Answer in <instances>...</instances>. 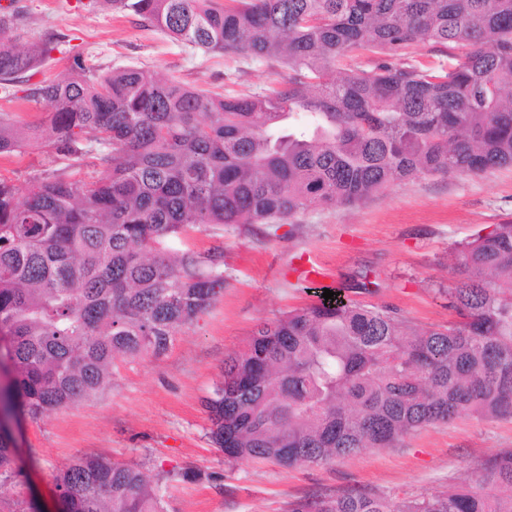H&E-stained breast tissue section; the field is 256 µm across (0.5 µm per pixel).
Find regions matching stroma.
Instances as JSON below:
<instances>
[{
    "label": "stroma",
    "mask_w": 512,
    "mask_h": 512,
    "mask_svg": "<svg viewBox=\"0 0 512 512\" xmlns=\"http://www.w3.org/2000/svg\"><path fill=\"white\" fill-rule=\"evenodd\" d=\"M0 10L23 14L10 33L17 44L67 37L22 82L0 89V112L21 125L44 116L42 105L26 101L29 90L67 73L76 55L103 73L135 66L222 96L260 92L288 78L274 61L202 54L99 0H0ZM50 167L41 148L0 157V177L21 188ZM506 221H512V168L426 176L358 205L315 208L282 224L190 232L187 247L223 249V294L164 355L117 358L112 385L102 393L12 422L27 493L41 499L45 512H57L58 470L100 453L138 463L150 476L185 467L198 472V479L170 483L168 512H289L316 493L404 498L445 490L486 457L512 450V418L463 416L423 426L386 448L286 469L225 460L208 438L203 401L221 381L225 357L242 351L258 324L321 300L322 288L299 279L297 269L320 264L337 299L394 307L420 329L444 325L450 313L439 292L455 281L449 253Z\"/></svg>",
    "instance_id": "obj_1"
}]
</instances>
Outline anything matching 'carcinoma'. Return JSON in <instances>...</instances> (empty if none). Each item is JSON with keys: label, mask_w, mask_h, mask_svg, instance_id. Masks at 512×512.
Returning a JSON list of instances; mask_svg holds the SVG:
<instances>
[{"label": "carcinoma", "mask_w": 512, "mask_h": 512, "mask_svg": "<svg viewBox=\"0 0 512 512\" xmlns=\"http://www.w3.org/2000/svg\"><path fill=\"white\" fill-rule=\"evenodd\" d=\"M204 54L275 60L288 79L210 95L136 67L99 74L76 57L32 89L45 120L0 113V156L33 144L93 155L90 181L54 173L23 192L0 178V414L36 419L112 383V362L164 354L224 290L223 253L173 248L213 224H281L395 183L512 167V0H106ZM0 16V85L50 55L20 50ZM431 47L421 61L408 49ZM368 58V65L357 62ZM455 318L418 331L393 307L297 308L256 326L205 400L227 459L288 468L385 448L462 415L512 418V222L463 243ZM166 472L79 457L55 476L58 512H167ZM0 430V512L14 497ZM290 512H512V450L446 492L394 500L313 495Z\"/></svg>", "instance_id": "carcinoma-1"}]
</instances>
